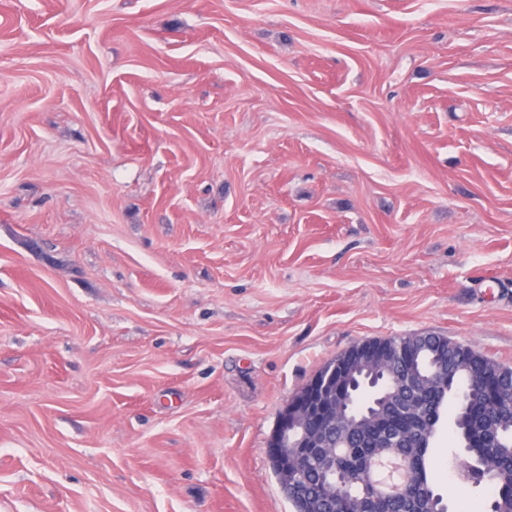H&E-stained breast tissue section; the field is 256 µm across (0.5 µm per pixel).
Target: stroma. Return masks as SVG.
Segmentation results:
<instances>
[{"instance_id":"obj_1","label":"stroma","mask_w":512,"mask_h":512,"mask_svg":"<svg viewBox=\"0 0 512 512\" xmlns=\"http://www.w3.org/2000/svg\"><path fill=\"white\" fill-rule=\"evenodd\" d=\"M414 334L512 366V0H0V512H292Z\"/></svg>"}]
</instances>
